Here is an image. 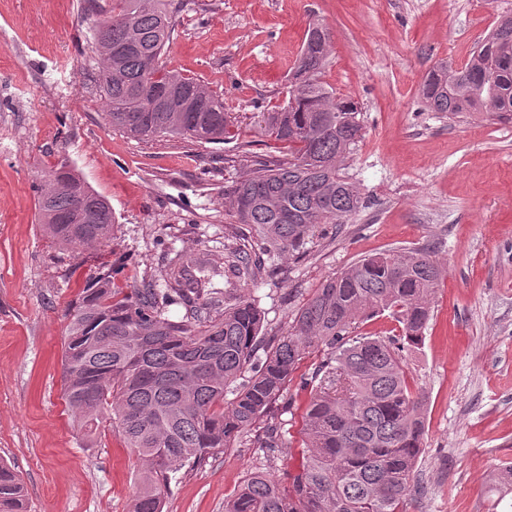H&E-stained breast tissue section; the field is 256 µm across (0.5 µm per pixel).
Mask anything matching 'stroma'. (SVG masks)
Wrapping results in <instances>:
<instances>
[{
  "mask_svg": "<svg viewBox=\"0 0 512 512\" xmlns=\"http://www.w3.org/2000/svg\"><path fill=\"white\" fill-rule=\"evenodd\" d=\"M168 69L223 99L230 143L112 130L93 82L86 0H0V459L22 477L28 512H130L142 462L110 423L81 427L62 390L66 311L103 267L118 287L161 281L171 258L224 247V189L247 171L238 147L275 158L285 143L260 115L283 106L310 22L330 33L324 80L359 106L362 137L341 165L368 201L321 225L303 252L268 258L242 292L265 311L266 336L328 277L363 256L425 246L445 271L421 347L405 370L424 400L410 512H512L491 485L512 463V114L427 111L418 95L436 64L462 66L512 0H173ZM112 205L106 248L53 242L34 185L61 159ZM281 417L277 465L301 448L300 413ZM265 462L240 439L172 482L163 512H224Z\"/></svg>",
  "mask_w": 512,
  "mask_h": 512,
  "instance_id": "1",
  "label": "stroma"
}]
</instances>
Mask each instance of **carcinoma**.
Segmentation results:
<instances>
[{"mask_svg": "<svg viewBox=\"0 0 512 512\" xmlns=\"http://www.w3.org/2000/svg\"><path fill=\"white\" fill-rule=\"evenodd\" d=\"M96 82L112 129L139 140L177 137L200 143L233 139L224 103L191 77L162 63L173 32L172 0H113L94 11ZM330 35L308 27L288 100L264 112L262 132L288 144V159L242 157L249 173L224 191L239 224L262 254L298 251L322 224H342L365 201L340 166L361 138L358 113L322 80ZM419 94L433 112H512V20L497 24L464 66L429 70ZM37 219L58 243L109 244L112 206L65 159L35 186ZM224 288H205L176 259L163 287L142 282L121 296L112 268L98 274L67 312L63 394L85 427L105 413L145 462L131 512H163L171 481L202 467L261 418L253 447H278V416L289 411L288 385L317 354L302 416L303 448L287 481L277 465L251 472L224 512H408L426 421L423 399L407 381L402 352L424 341L430 299L442 271L426 247L365 256L326 279L301 304L291 331L264 342L265 315L239 293L265 273L248 245L230 240L209 258ZM179 305V320L167 315ZM389 313L398 333L359 332ZM232 399L224 401L227 395ZM25 497L19 476L0 462V512Z\"/></svg>", "mask_w": 512, "mask_h": 512, "instance_id": "obj_1", "label": "carcinoma"}]
</instances>
